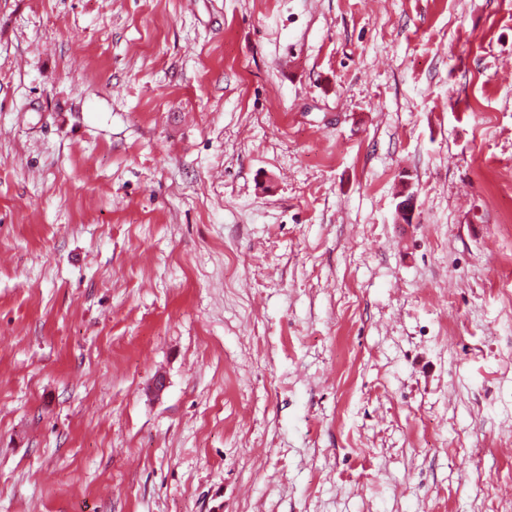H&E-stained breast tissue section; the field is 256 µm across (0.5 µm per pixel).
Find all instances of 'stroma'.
<instances>
[{
	"label": "stroma",
	"mask_w": 512,
	"mask_h": 512,
	"mask_svg": "<svg viewBox=\"0 0 512 512\" xmlns=\"http://www.w3.org/2000/svg\"><path fill=\"white\" fill-rule=\"evenodd\" d=\"M511 211L512 0H0V512H512Z\"/></svg>",
	"instance_id": "stroma-1"
}]
</instances>
